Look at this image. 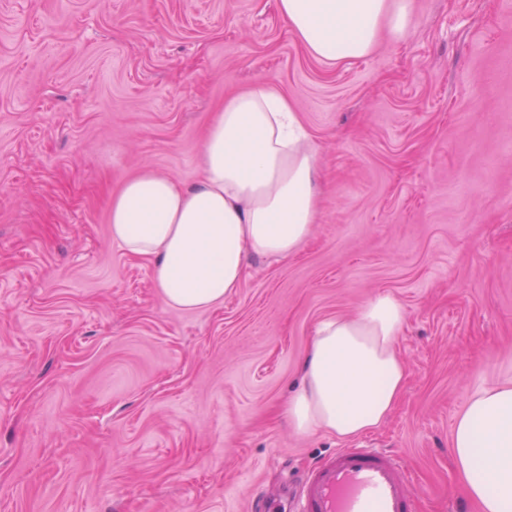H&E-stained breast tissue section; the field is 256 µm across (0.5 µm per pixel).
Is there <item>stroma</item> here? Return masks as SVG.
<instances>
[{
    "label": "stroma",
    "mask_w": 512,
    "mask_h": 512,
    "mask_svg": "<svg viewBox=\"0 0 512 512\" xmlns=\"http://www.w3.org/2000/svg\"><path fill=\"white\" fill-rule=\"evenodd\" d=\"M269 81L324 178L286 259L222 306H169L109 206L144 167L189 185L225 98ZM405 309L402 398L368 434L417 512H479L449 457L512 382V0H418L402 39L325 65L276 0H0V512H271L336 437L284 415L320 322Z\"/></svg>",
    "instance_id": "stroma-1"
}]
</instances>
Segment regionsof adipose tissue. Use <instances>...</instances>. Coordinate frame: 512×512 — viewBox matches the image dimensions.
Masks as SVG:
<instances>
[{"label": "adipose tissue", "instance_id": "1", "mask_svg": "<svg viewBox=\"0 0 512 512\" xmlns=\"http://www.w3.org/2000/svg\"><path fill=\"white\" fill-rule=\"evenodd\" d=\"M309 54L338 65L370 55L382 35L400 37L416 0H276ZM190 186L143 168L113 195V241L153 258L165 301L182 310L223 304L246 262L295 255L319 216V164L293 104L264 81L224 102L199 153ZM404 307L374 294L358 315L319 323L289 425L351 440L378 427L401 398L407 368L397 339ZM449 456L464 496L481 512H512V384L484 388L452 431Z\"/></svg>", "mask_w": 512, "mask_h": 512}]
</instances>
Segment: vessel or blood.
I'll list each match as a JSON object with an SVG mask.
<instances>
[{
    "label": "vessel or blood",
    "instance_id": "vessel-or-blood-1",
    "mask_svg": "<svg viewBox=\"0 0 512 512\" xmlns=\"http://www.w3.org/2000/svg\"><path fill=\"white\" fill-rule=\"evenodd\" d=\"M413 480L393 452L343 448L311 471L296 512H415Z\"/></svg>",
    "mask_w": 512,
    "mask_h": 512
}]
</instances>
